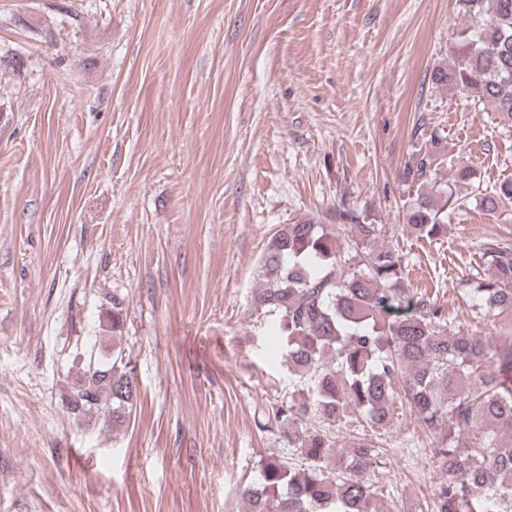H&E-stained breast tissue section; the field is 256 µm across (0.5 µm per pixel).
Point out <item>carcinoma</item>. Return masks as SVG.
<instances>
[{
  "instance_id": "obj_1",
  "label": "carcinoma",
  "mask_w": 512,
  "mask_h": 512,
  "mask_svg": "<svg viewBox=\"0 0 512 512\" xmlns=\"http://www.w3.org/2000/svg\"><path fill=\"white\" fill-rule=\"evenodd\" d=\"M457 4L470 25L458 34L461 48L431 69V87L462 92L511 127L512 0ZM401 180L413 191L405 227L430 240L446 235L457 187L488 211L512 200V179L485 188L466 164L453 186L444 184L434 154L420 149ZM336 219L351 239L299 222L280 225L265 245L251 308L277 317L289 378L268 422L299 463L269 454L259 480L240 491L246 512H380L379 436L397 408L424 431L439 475L432 503L402 512H512V247L489 243L490 274L467 289L474 316L499 325L492 336H475L449 329L444 306L407 287L401 251L379 244L383 225L352 210ZM123 314L124 301L112 297V332ZM75 361L68 413L77 420L101 412L112 428L126 423L138 387L121 337L104 351L77 352ZM355 424L361 433L338 446L333 429Z\"/></svg>"
}]
</instances>
